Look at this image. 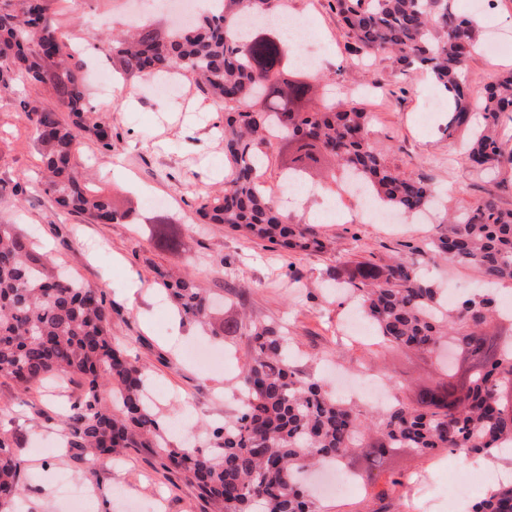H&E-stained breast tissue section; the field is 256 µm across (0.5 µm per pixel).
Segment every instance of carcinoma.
Segmentation results:
<instances>
[{"label":"carcinoma","mask_w":512,"mask_h":512,"mask_svg":"<svg viewBox=\"0 0 512 512\" xmlns=\"http://www.w3.org/2000/svg\"><path fill=\"white\" fill-rule=\"evenodd\" d=\"M53 2L0 4V97L14 94L19 78L34 85L35 94L20 101L19 117L42 145L43 185L58 206L96 223L133 224L136 215L89 188L76 162L88 136L111 149L112 129L89 106L74 51L55 28ZM222 2V12L163 35L140 24L105 38L127 91L147 76L188 73L224 111V155L233 173L198 208L200 223L299 253L331 248L313 225L289 220L260 181L275 127L285 147L282 175L308 181L316 168L334 180L339 169L392 211L416 215L431 207L432 183L387 162L369 139L364 108L325 100L314 105L310 72L292 62L278 30L267 24L282 14V0ZM335 4L364 55L389 53L404 74L424 69L433 75L450 103L445 131L462 135L474 171L490 175L512 165L499 136L503 119L512 121V72L471 93L464 77L476 47L471 17L454 12L451 0ZM46 95L56 107L44 105ZM417 252L432 261L472 263L488 283L511 282L512 209L489 192ZM160 279L184 319L211 323L204 289L173 273ZM336 282L353 293L381 343L431 355L448 339L472 364L463 372L448 365L446 377L419 387L409 402L398 400L382 413L362 411L321 381L298 375L280 328L243 316L222 327L226 337L244 336L251 346L239 375L240 411L212 430L216 447H175L162 434L144 368L112 339L103 294L59 272L16 225L0 224V377L21 390L54 378L79 379L82 398L64 420L68 447L110 459L151 445L224 512H254L256 505L261 512H317L316 500L300 485L302 470L338 463L354 448L368 449L375 463L396 448L430 458L442 451L495 457L512 448V317L485 332L498 313L493 298L475 294L448 309L410 257L347 262L336 267ZM21 472L12 435L0 431V501L6 507L22 493ZM406 486L405 475L381 481L370 474L365 490L384 500ZM470 512H512V482L490 488Z\"/></svg>","instance_id":"1"}]
</instances>
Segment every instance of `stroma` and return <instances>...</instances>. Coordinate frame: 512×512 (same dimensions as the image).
<instances>
[{
  "label": "stroma",
  "mask_w": 512,
  "mask_h": 512,
  "mask_svg": "<svg viewBox=\"0 0 512 512\" xmlns=\"http://www.w3.org/2000/svg\"><path fill=\"white\" fill-rule=\"evenodd\" d=\"M131 0H83L80 12L56 7V24L73 43L90 44L75 62L86 76L112 67L101 34L124 28ZM288 14L307 20L312 38L324 48L315 70L318 87L331 88L337 100L359 104L371 116L370 137L387 161L400 171L431 181L442 210L458 215L486 192L496 193L512 209V168L491 177L476 174L464 160V142L448 137V98L423 70L402 74L390 56L358 51L332 0H287ZM457 11L475 16L478 44L512 42V0H490L476 10L474 0H453ZM174 96H159L141 81L128 104L105 108L98 93L89 102L112 128V148L85 139L77 163L92 188L110 195L118 209L133 208L142 217H165L174 224L179 247L161 245L135 224H94L61 210L44 192L39 176L40 146L30 126L20 120V97L31 94L18 80L17 94L0 98V224H14L50 253L55 264L92 287L102 289L113 338L130 358L147 367L151 385H163L153 404L160 420H190L174 444L197 442L210 448L199 426L223 424L237 414V376L250 345L244 338L210 335L208 329L181 318L165 298L158 272L172 270L194 281L211 296H223L232 310L284 327L296 350L299 375L334 383V371L349 375L376 373L401 383L395 394L410 400L418 383L440 376L437 361L378 344L362 335L338 338L337 329L353 303L336 290L338 262L382 263L424 245L439 224H380L364 219L360 202L344 180L314 177V195L292 221L316 224L329 237V253L283 255L263 242L220 224H202L196 210L219 189L230 167L224 158V115L194 80L180 76ZM423 278L461 298L476 293L483 275L470 263L421 261ZM141 283L131 291L129 271ZM79 381L33 386L21 391L0 377V429L14 434L23 461V512H69L70 502L57 488L59 475L72 485L94 491L105 512H134V501L158 506L159 512H221L219 504L200 496L181 473L165 469L155 449L130 448L115 460L98 459L64 447L59 415L81 395ZM344 468L367 475L406 473L432 482L436 493L421 497L407 489L397 512H448L447 493L456 490L455 474L468 460L445 452L424 459L411 449L388 455L373 467L363 453L343 461Z\"/></svg>",
  "instance_id": "stroma-1"
}]
</instances>
